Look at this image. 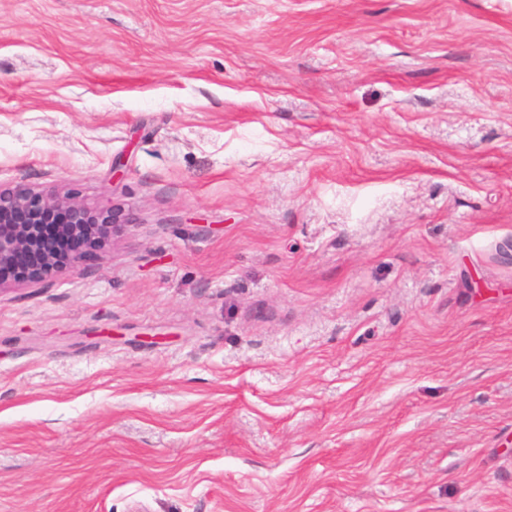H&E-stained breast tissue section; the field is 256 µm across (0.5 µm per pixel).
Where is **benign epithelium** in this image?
<instances>
[{
    "instance_id": "benign-epithelium-1",
    "label": "benign epithelium",
    "mask_w": 512,
    "mask_h": 512,
    "mask_svg": "<svg viewBox=\"0 0 512 512\" xmlns=\"http://www.w3.org/2000/svg\"><path fill=\"white\" fill-rule=\"evenodd\" d=\"M127 218L117 211L91 209L70 196L17 186L0 189V291L10 282L36 285L74 270L102 251L123 230ZM58 239L80 236L85 253L64 258L53 249L45 225Z\"/></svg>"
}]
</instances>
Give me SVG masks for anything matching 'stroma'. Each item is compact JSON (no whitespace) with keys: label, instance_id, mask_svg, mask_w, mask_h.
Here are the masks:
<instances>
[{"label":"stroma","instance_id":"1","mask_svg":"<svg viewBox=\"0 0 512 512\" xmlns=\"http://www.w3.org/2000/svg\"><path fill=\"white\" fill-rule=\"evenodd\" d=\"M19 184L0 512H512V0H0ZM46 224H55L58 239L80 236L86 240L85 253L63 258L53 249ZM128 224L117 211L91 209L70 196H58L17 186L0 189V291L10 282L36 285L48 277L74 270L86 258L102 251ZM27 259L31 273L7 278L4 269ZM36 265L31 267L33 262Z\"/></svg>","mask_w":512,"mask_h":512}]
</instances>
